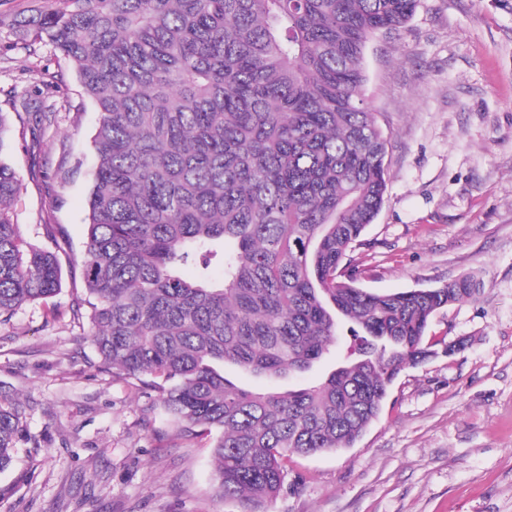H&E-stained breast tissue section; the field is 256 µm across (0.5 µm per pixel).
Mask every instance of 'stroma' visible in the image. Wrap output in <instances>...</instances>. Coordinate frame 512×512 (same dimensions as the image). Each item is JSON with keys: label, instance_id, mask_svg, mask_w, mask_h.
Returning <instances> with one entry per match:
<instances>
[{"label": "stroma", "instance_id": "stroma-1", "mask_svg": "<svg viewBox=\"0 0 512 512\" xmlns=\"http://www.w3.org/2000/svg\"><path fill=\"white\" fill-rule=\"evenodd\" d=\"M366 98L389 137L387 189L352 252L372 292L437 288L475 272L480 299L429 334L465 348L404 369L352 446L293 457L272 512H512V0H418L365 51ZM56 75L43 82L44 72ZM55 105L35 150L15 146L22 237L57 254L60 292L0 322V399L26 434L0 473V512H238L214 495L211 450L171 443L156 392L104 368L84 304L90 137L97 114L50 48L0 28V111ZM79 174L54 202L46 185Z\"/></svg>", "mask_w": 512, "mask_h": 512}]
</instances>
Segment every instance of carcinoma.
Here are the masks:
<instances>
[{
	"label": "carcinoma",
	"instance_id": "1",
	"mask_svg": "<svg viewBox=\"0 0 512 512\" xmlns=\"http://www.w3.org/2000/svg\"><path fill=\"white\" fill-rule=\"evenodd\" d=\"M57 2L33 0L21 27L23 49L52 47L97 112L87 335L112 375L159 393L172 436L209 440L217 496L268 512L285 460L352 447L400 372L436 353L434 314L484 286L469 273L377 294L348 259L387 189L365 49L417 0ZM25 110L16 133L0 112V319L61 289L56 255L11 214L12 142H38L52 113ZM340 343L313 385L262 393L225 376L231 364L284 379ZM23 419L22 404L0 402V472Z\"/></svg>",
	"mask_w": 512,
	"mask_h": 512
}]
</instances>
